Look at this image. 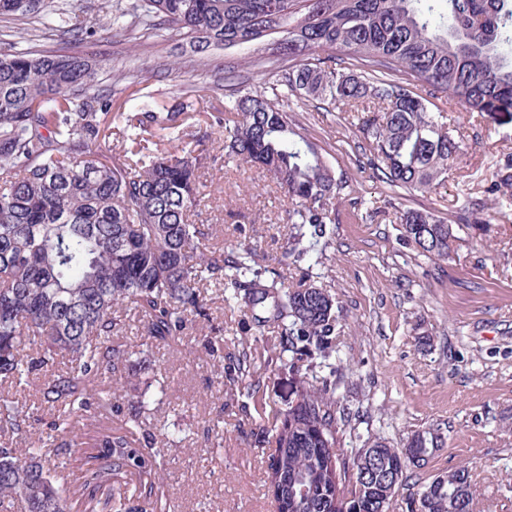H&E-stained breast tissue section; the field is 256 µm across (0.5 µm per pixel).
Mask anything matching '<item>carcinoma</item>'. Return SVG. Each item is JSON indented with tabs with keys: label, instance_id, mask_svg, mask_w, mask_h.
<instances>
[{
	"label": "carcinoma",
	"instance_id": "1",
	"mask_svg": "<svg viewBox=\"0 0 512 512\" xmlns=\"http://www.w3.org/2000/svg\"><path fill=\"white\" fill-rule=\"evenodd\" d=\"M135 17L150 37H180L198 49H257L251 66L277 79L265 91L230 85L224 114V158L256 167L275 182L290 207L281 256L240 241L224 251L210 225L190 219L206 196L200 170L211 158V135L194 149L156 153L140 146L105 160L102 113L92 93L103 60L64 49L34 54L0 51V432L19 434L30 413L16 395L34 377L40 392L67 413L85 414L117 397L96 384L117 375L126 350L112 345L114 313L122 308L141 334L161 340L183 335L188 315H206L199 288L214 281L223 301L251 313L259 342L265 327L280 329L278 359L314 366L332 353L335 301L305 280L277 287L266 261L286 258L323 264L326 225L338 221L331 200L349 188L288 112L290 101L323 112L353 113L360 134L357 157L397 196L429 193L448 178L464 139L434 108L438 100L469 113L512 118V0H131L112 15L122 28ZM0 17L27 20L52 32L75 34L72 12L56 0H0ZM179 113L163 119L138 106L126 118L136 138L154 125L178 130ZM512 188V155L500 160L484 193ZM373 221L393 210L400 240L431 261H449L458 231L486 222L488 203L469 198L452 218L436 209H402L350 198ZM354 415L326 376L298 380L294 400L273 413L275 442L265 472L268 489L288 480L276 512H390L398 483L411 479L413 459L443 447L433 430H417L402 448L369 438L376 470L360 480V451L344 454L339 432ZM140 412L122 426L68 447L83 458L89 501L116 475L130 472L144 501L158 507L161 450L137 448ZM56 436L40 435L27 448H0V507L19 499L25 512H67L68 483L46 469ZM407 512H472L477 489L467 467L413 483Z\"/></svg>",
	"mask_w": 512,
	"mask_h": 512
}]
</instances>
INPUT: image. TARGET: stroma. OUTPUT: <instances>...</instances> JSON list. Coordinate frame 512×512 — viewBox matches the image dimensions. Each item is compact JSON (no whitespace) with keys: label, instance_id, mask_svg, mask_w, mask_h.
I'll list each match as a JSON object with an SVG mask.
<instances>
[{"label":"stroma","instance_id":"obj_1","mask_svg":"<svg viewBox=\"0 0 512 512\" xmlns=\"http://www.w3.org/2000/svg\"><path fill=\"white\" fill-rule=\"evenodd\" d=\"M66 3L78 16L77 51L107 62L95 86L96 109L105 115L101 138L114 151L132 149L125 118L139 97L159 115L178 113L185 131L177 140L153 127L150 149H190V134L211 128L212 114L224 109L225 65H244L249 50L201 52L168 37L134 42L109 34L113 0ZM449 116L467 149L445 183L404 194L403 208L454 214L463 190L480 195L500 158L512 154V121L457 109ZM292 118L355 195L380 197L382 184L356 161L350 114L308 107ZM211 130L204 178L222 191L202 203L203 223L212 225L217 243L247 239L279 252L286 217L281 192L246 164L225 162L222 131ZM335 206L339 222L311 276L336 299L335 351L317 373H332L337 397L359 411L344 428V451L373 436L399 448L412 431L439 430L444 446L417 479L469 465L478 490L475 512H512V198H501L486 230L463 235L452 260L440 266L402 244L394 216L369 223L347 199ZM204 293L208 318H194L178 341L143 336L136 321L125 320L116 343L142 351L122 369L121 396L72 417L69 433L85 437L120 427L148 393L152 402L142 419L151 440L164 445V512H275L264 486L275 448L266 425L286 408L299 374L271 363L270 353L254 354L234 396H227L224 373L255 328L246 308L225 304L220 290ZM217 328L224 345L211 355L203 336Z\"/></svg>","mask_w":512,"mask_h":512}]
</instances>
